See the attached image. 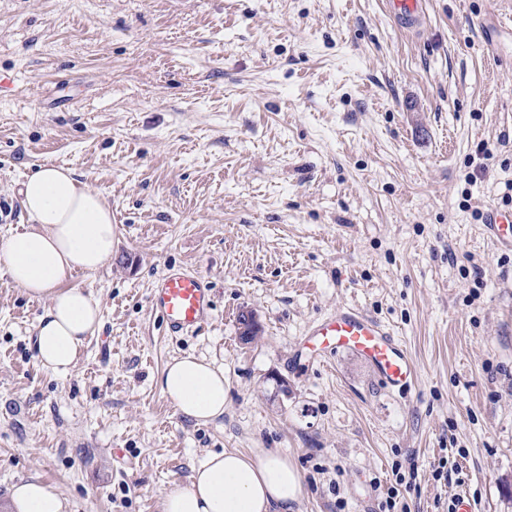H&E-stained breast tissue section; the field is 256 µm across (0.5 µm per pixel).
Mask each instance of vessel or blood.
I'll use <instances>...</instances> for the list:
<instances>
[{
  "instance_id": "vessel-or-blood-1",
  "label": "vessel or blood",
  "mask_w": 512,
  "mask_h": 512,
  "mask_svg": "<svg viewBox=\"0 0 512 512\" xmlns=\"http://www.w3.org/2000/svg\"><path fill=\"white\" fill-rule=\"evenodd\" d=\"M485 228L490 240L512 250V210L488 207ZM211 282L189 267H169L155 280L148 305L171 334L190 332L206 323L213 307ZM315 353L324 359L353 355L374 371L381 385L403 394L414 384L415 367L407 349L376 318L353 306H341L320 319L310 331Z\"/></svg>"
}]
</instances>
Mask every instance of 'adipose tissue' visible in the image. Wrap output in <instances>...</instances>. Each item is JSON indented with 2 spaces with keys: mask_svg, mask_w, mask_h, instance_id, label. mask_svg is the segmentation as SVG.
<instances>
[{
  "mask_svg": "<svg viewBox=\"0 0 512 512\" xmlns=\"http://www.w3.org/2000/svg\"><path fill=\"white\" fill-rule=\"evenodd\" d=\"M22 205L32 226L0 242L11 284L49 306L36 328V358L55 374L68 373L100 323L98 303L68 286L78 271L98 270L112 255V211L72 171L43 166L22 185ZM179 413L197 422L224 413V370L189 354L169 363L158 381ZM301 492L287 456L266 450L249 454L208 453L188 484L173 483L163 512H293ZM68 504L51 485L31 479L12 491L13 512H66Z\"/></svg>",
  "mask_w": 512,
  "mask_h": 512,
  "instance_id": "adipose-tissue-1",
  "label": "adipose tissue"
}]
</instances>
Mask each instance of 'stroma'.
<instances>
[{
	"label": "stroma",
	"instance_id": "stroma-1",
	"mask_svg": "<svg viewBox=\"0 0 512 512\" xmlns=\"http://www.w3.org/2000/svg\"><path fill=\"white\" fill-rule=\"evenodd\" d=\"M424 2L408 25L385 0H0V240L30 226L43 164L115 226L69 281L101 323L64 375L36 360L48 300L0 257V512L31 478L68 512H162L208 452L254 448L296 466V512H379L399 474L405 512H448L462 485L512 512V252L481 219L512 184V0ZM183 265L216 295L173 336L147 296ZM343 305L404 343L407 394L311 360L302 338ZM187 354L224 370L214 421L160 391Z\"/></svg>",
	"mask_w": 512,
	"mask_h": 512
}]
</instances>
